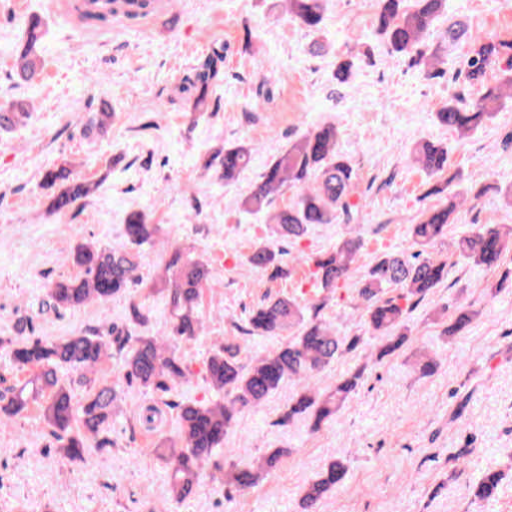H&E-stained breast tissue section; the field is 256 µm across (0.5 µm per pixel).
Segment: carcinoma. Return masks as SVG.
Segmentation results:
<instances>
[{
	"mask_svg": "<svg viewBox=\"0 0 512 512\" xmlns=\"http://www.w3.org/2000/svg\"><path fill=\"white\" fill-rule=\"evenodd\" d=\"M284 7L301 28L310 33L322 30L324 0H284ZM446 9L447 0H378L375 35L391 54L407 57L427 77H437L439 50L427 52L426 39ZM41 32V18L31 16L26 45L16 56L15 75L20 82L31 83L39 75L35 47ZM462 37L470 40L464 68L468 82L483 84L487 69L502 61L505 69L502 81L484 87L475 106L469 108L455 98L436 113L440 124L459 134L477 128L492 117V110L501 101L512 98V42L470 34L458 24L448 25V42ZM223 81L224 45L220 44L198 58L185 77V82L197 92L193 110H202L210 94ZM31 112L30 103L24 100L0 105V128L24 123ZM214 159L218 160L217 178L230 183L250 167L252 149L245 145L226 147L216 152ZM413 159L429 177L440 179L448 169V148L425 142L414 149ZM355 180L353 166L337 151L336 127L323 124L289 142L251 186L242 205L248 212L259 213L271 208L275 196L291 192L292 203L273 212L271 221L280 237L296 240L311 224L335 222L338 212L351 218L355 208L351 202ZM43 185L56 189L49 204L55 213L72 210L93 190V184L77 177L66 162L46 169ZM484 193L483 187L470 190L468 196L450 193L448 204L423 212L419 222L412 225L413 252L409 256L385 254L364 272L357 296L365 307L373 335L380 340L376 360L392 356L410 343L407 310L401 301L413 297L422 300L448 280V262L435 257L432 249L448 234V215ZM156 232L157 225L150 222L145 212L138 211L127 219L124 244L76 245L70 257L83 274L50 282L44 305L54 310L70 309L89 301L104 303L126 295L133 320L145 322L144 306L137 300L132 285L139 281L140 247L150 242ZM511 245V226L485 224L461 237L456 250L473 265L491 269L500 265ZM362 247L360 236H349L314 260L315 277L322 291L332 294L350 278L357 269ZM249 263L257 270H270L275 276L283 273L280 253L269 244L255 245ZM165 272V297L174 315L168 336H140L131 330L114 328L108 336L79 333L47 340L20 330L16 336L0 337V347L7 350L12 366L18 371H32L22 384L0 390V427L12 423L29 405L38 404L51 428L55 453L69 461H82L90 448L112 447L108 436L110 419L122 391L112 386L98 387L87 378L107 357L110 348L124 354L123 377L128 385L168 393L187 382L189 372L176 357L171 342L191 341L200 336L203 320L199 306L204 289L214 287V283L204 262L179 250L165 261ZM388 288L398 290L399 294L386 296ZM322 305L320 301L306 308L294 297L269 298L252 310L248 333L277 336L294 328L296 335L288 343L267 355L251 356L245 362L240 361L241 353L247 351L245 344L227 342L212 352L206 377L214 388L224 392V401L212 406L181 405L178 439L153 449L167 467L173 500L179 503L190 498L206 468L212 469L211 477L224 486L225 497L229 499L232 494L254 486L260 471L270 472L282 464L285 452L280 449L267 454L258 467L244 463L226 470L217 456L224 445V436L232 430L239 414L259 406L284 382L292 381L300 386L284 420L307 415L313 419L315 429L335 415L348 395L361 385L363 370L359 369L338 382L327 396L313 386L316 374L352 348L346 338L319 317ZM472 321L473 313L461 306L447 331L459 334ZM62 368L69 369L79 377V382L89 386L87 401L79 409L74 406L69 383L59 377ZM346 473L344 458L330 462L319 478L307 486L301 500L302 512H318L320 502L344 481ZM501 480L500 471L486 468L480 477L477 498L481 501L489 498Z\"/></svg>",
	"mask_w": 512,
	"mask_h": 512,
	"instance_id": "carcinoma-1",
	"label": "carcinoma"
}]
</instances>
